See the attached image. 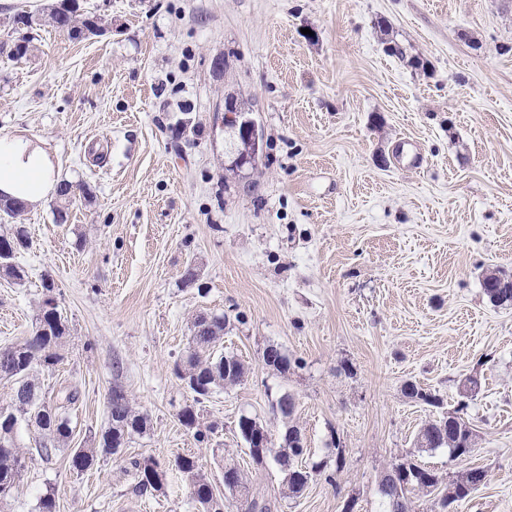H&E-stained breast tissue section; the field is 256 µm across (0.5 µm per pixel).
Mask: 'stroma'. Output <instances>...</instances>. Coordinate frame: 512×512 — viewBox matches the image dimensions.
Returning <instances> with one entry per match:
<instances>
[{
  "mask_svg": "<svg viewBox=\"0 0 512 512\" xmlns=\"http://www.w3.org/2000/svg\"><path fill=\"white\" fill-rule=\"evenodd\" d=\"M60 3L0 0V135L41 141L61 179L94 195L64 224L53 200L26 209L25 277H0V348L30 334L54 279L70 335L39 378L80 392L69 449L26 456L10 512H36L48 491L60 512H197L179 455L198 457L224 512L239 508L225 459L277 512L351 499L382 512L380 475L407 459L445 481L485 469L459 512H512V303L482 288L512 276V0H76L106 22L90 37L51 26ZM230 95L264 134L242 178L224 173ZM201 314L226 316L219 347L247 367L200 404L215 427L202 443L176 418L194 395L174 373ZM270 345L287 372L264 366ZM467 375L481 388L465 400ZM408 381L440 406L406 397ZM116 384L147 429L73 471L69 450L99 438ZM285 393L288 423L271 409ZM457 408L471 456L417 450L421 424ZM243 414L276 444L300 428L304 465H325L301 496H284L274 462L253 463ZM144 457L168 465L163 494L136 491L129 462Z\"/></svg>",
  "mask_w": 512,
  "mask_h": 512,
  "instance_id": "stroma-1",
  "label": "stroma"
}]
</instances>
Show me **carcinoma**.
Wrapping results in <instances>:
<instances>
[{
	"label": "carcinoma",
	"instance_id": "1",
	"mask_svg": "<svg viewBox=\"0 0 512 512\" xmlns=\"http://www.w3.org/2000/svg\"><path fill=\"white\" fill-rule=\"evenodd\" d=\"M53 27L69 34L86 31L90 34L101 28L97 21L81 19L76 10L63 0L61 6L49 15ZM73 184L64 181L56 191V221L64 223L76 196L72 194ZM27 231L22 224H12L0 233V276L14 281L24 279L25 271L16 263V254L28 247ZM193 346L185 359L176 365L175 374L180 380L191 382L195 394L194 403L182 407L177 418L180 424L192 432L194 438L203 442L208 439L209 426L201 429L199 416L194 404L210 396L217 388L240 383L246 375L245 365L234 355L216 353V343L224 336L226 317L198 316L193 322ZM68 334L67 321L51 299L43 300L36 317L35 327L30 335L20 342L0 348V378L11 379L15 384L14 401L11 408L0 409V512L6 508L18 491L19 477L23 467L22 452L17 441L20 420L35 426L41 438L36 452L41 460H51L57 448L67 444L72 428L69 410L79 399L75 387H64L57 391L46 390L36 375L37 370L51 371L65 359V339ZM404 393L411 399L431 406L439 405V399L411 381L404 385ZM293 397L283 394L272 403V409L285 420L295 412ZM146 417L136 411L124 390L115 385L108 395V422L98 444L87 448H73L69 455V466L76 471L92 467L101 455H116L127 447L135 434L146 429ZM418 440L426 442L429 449L446 448L451 458H466L472 452L473 429L469 420L460 410L448 411L441 416L425 421L418 431ZM302 434L295 425H290L279 445L269 444L268 458L279 467L288 468L284 479L286 494L300 496L307 488L313 475L321 472L322 465L307 467L299 463L305 449L300 446ZM176 468L188 479L193 499L202 512H222V504L212 483L202 473L194 456H178ZM136 478V489L141 493H161L166 484L164 467L151 458L131 461ZM388 473L393 477L395 488L382 489L381 496L388 505L393 499L403 500L401 512H412L406 497L410 490L433 491L441 484L439 474L432 468L418 462L395 463ZM487 473L480 467H469L456 479L448 482L446 492L439 499L440 507H457L471 501L472 494L486 482ZM239 512H271V505L245 494L241 496Z\"/></svg>",
	"mask_w": 512,
	"mask_h": 512
}]
</instances>
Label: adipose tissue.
<instances>
[{
	"label": "adipose tissue",
	"instance_id": "obj_1",
	"mask_svg": "<svg viewBox=\"0 0 512 512\" xmlns=\"http://www.w3.org/2000/svg\"><path fill=\"white\" fill-rule=\"evenodd\" d=\"M59 178L41 143L22 134L0 135V199L37 207L55 193Z\"/></svg>",
	"mask_w": 512,
	"mask_h": 512
}]
</instances>
